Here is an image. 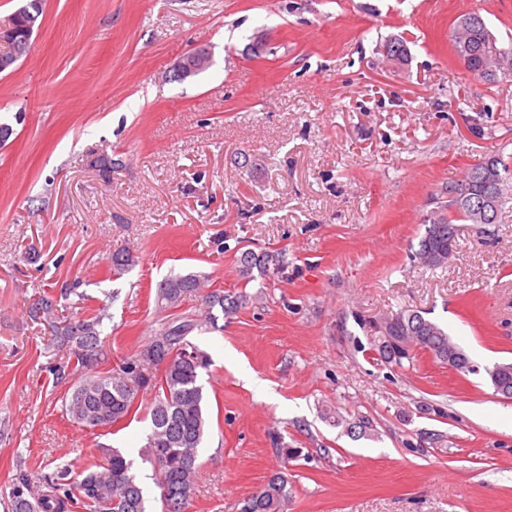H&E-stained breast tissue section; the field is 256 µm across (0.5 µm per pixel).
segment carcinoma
Here are the masks:
<instances>
[{
	"instance_id": "1",
	"label": "carcinoma",
	"mask_w": 512,
	"mask_h": 512,
	"mask_svg": "<svg viewBox=\"0 0 512 512\" xmlns=\"http://www.w3.org/2000/svg\"><path fill=\"white\" fill-rule=\"evenodd\" d=\"M453 47L471 74L488 81L496 79L495 58L512 56V49L498 45L485 19L465 14L455 24ZM386 57L398 65L409 61L408 48L399 38L385 43ZM448 189L460 197L448 200L427 220L424 235L414 253L417 263L435 268L448 261L458 243L459 224H486L488 216L501 213L512 199V168L499 156H488L470 165L464 178ZM242 278L253 280V272L263 278L283 277L288 269L285 252L256 253L250 249L237 259ZM134 265L128 251L112 253L110 270L121 275ZM195 297L203 310L181 313L183 302ZM156 302L169 312L154 336L142 349L113 368L101 343L102 326L109 318L106 308L73 320L64 315L61 298L43 292L31 299L28 316L49 329L57 348L75 350L76 360L53 366L56 380L74 378L72 392L64 400L65 414L79 424L98 420L102 429L124 423L134 411L142 390L152 393L150 426L140 446L142 461L159 463L155 477L161 512H186L196 489L200 449L209 429L201 373L209 365L208 356L191 341V335L208 326L215 327L218 315L231 317L243 302L240 296L207 290L195 274L169 275L158 282ZM373 350L387 363L403 365L415 361L417 352L457 370L470 369L460 346L438 323L417 311H402L385 325L373 324ZM498 393L512 394V362H501L489 371ZM133 461L118 448H102L100 461L78 472L61 468L46 479L47 494L27 478H20L8 491L13 512H147L143 488L132 470ZM288 480L280 472L245 501L242 512H287Z\"/></svg>"
}]
</instances>
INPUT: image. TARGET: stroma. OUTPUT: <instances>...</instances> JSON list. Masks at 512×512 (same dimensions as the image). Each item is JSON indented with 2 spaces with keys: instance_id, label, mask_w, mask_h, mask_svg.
I'll use <instances>...</instances> for the list:
<instances>
[{
  "instance_id": "stroma-1",
  "label": "stroma",
  "mask_w": 512,
  "mask_h": 512,
  "mask_svg": "<svg viewBox=\"0 0 512 512\" xmlns=\"http://www.w3.org/2000/svg\"><path fill=\"white\" fill-rule=\"evenodd\" d=\"M467 13L512 47V0H41L0 73V489L116 447L160 512L138 459L150 392L121 430L73 424L27 307L81 279L118 364L159 327L150 289L192 273L248 300L193 338L211 428L188 512H241L277 471L288 512H512V399L488 374L512 361V206L461 225L447 264L412 258L434 198L512 158V74L452 49ZM394 37L409 66L384 54ZM200 48L210 67L175 78ZM241 248L286 251L287 278L244 282ZM118 249L137 263L117 278ZM405 309L473 371L381 361L370 326Z\"/></svg>"
}]
</instances>
